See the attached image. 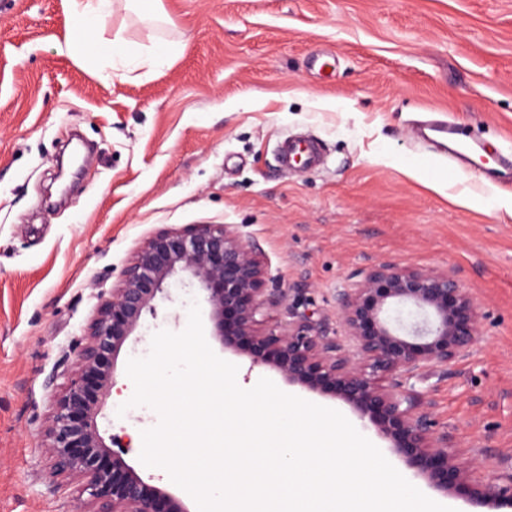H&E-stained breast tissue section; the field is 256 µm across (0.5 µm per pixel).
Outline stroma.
<instances>
[{"label": "stroma", "instance_id": "stroma-1", "mask_svg": "<svg viewBox=\"0 0 512 512\" xmlns=\"http://www.w3.org/2000/svg\"><path fill=\"white\" fill-rule=\"evenodd\" d=\"M161 21L118 8L104 29L148 47L181 44L168 62L120 77L106 59L60 51L69 0H0V512H83L75 483L58 484L46 420L74 366L101 296L157 229L235 224L265 258V286L298 288L338 331L336 292L352 272L387 262L448 272L482 313L469 355L424 371L417 388L451 447L485 478L512 465V214L479 198L512 196V169L481 182L421 146L415 123L452 116L512 147V0H162ZM319 142L324 166L291 173L278 141ZM85 165L59 198L66 146ZM145 317L116 364L118 390L100 402L104 438L127 439L126 462L151 485L163 469L139 460L159 417L128 407L129 358L160 330L183 331L194 293ZM213 351L237 383L271 379L283 392L340 411L247 346ZM125 414H118V407ZM368 438L426 496L485 512L418 476L374 427Z\"/></svg>", "mask_w": 512, "mask_h": 512}]
</instances>
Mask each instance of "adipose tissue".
<instances>
[{"label": "adipose tissue", "mask_w": 512, "mask_h": 512, "mask_svg": "<svg viewBox=\"0 0 512 512\" xmlns=\"http://www.w3.org/2000/svg\"><path fill=\"white\" fill-rule=\"evenodd\" d=\"M75 24L85 31V38H69L63 49L69 55L80 59L103 57L113 63L132 61L133 56L122 31H115L112 37H103L105 19L114 8L113 0H70Z\"/></svg>", "instance_id": "ef3b65f1"}]
</instances>
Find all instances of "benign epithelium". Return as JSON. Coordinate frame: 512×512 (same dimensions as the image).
<instances>
[{"mask_svg": "<svg viewBox=\"0 0 512 512\" xmlns=\"http://www.w3.org/2000/svg\"><path fill=\"white\" fill-rule=\"evenodd\" d=\"M259 248L234 224L161 228L147 237L101 299L78 360L67 375L45 426L53 474L80 482L86 512H192L165 487L147 484L100 434V399L111 394L115 364L144 316L168 298L172 280L196 287L209 307L210 336L254 348L252 365L276 369L308 391L336 389V398L390 438L395 451L440 491L464 490L478 504L512 508V469L480 479L470 454L452 451L410 380L429 366L448 367L467 355L481 331L480 308L458 280L437 269L378 263L354 272L339 293L341 334L317 327L315 312L288 314V324L265 328L269 308L286 300L264 288ZM391 377L379 385L375 375Z\"/></svg>", "mask_w": 512, "mask_h": 512, "instance_id": "obj_1", "label": "benign epithelium"}]
</instances>
